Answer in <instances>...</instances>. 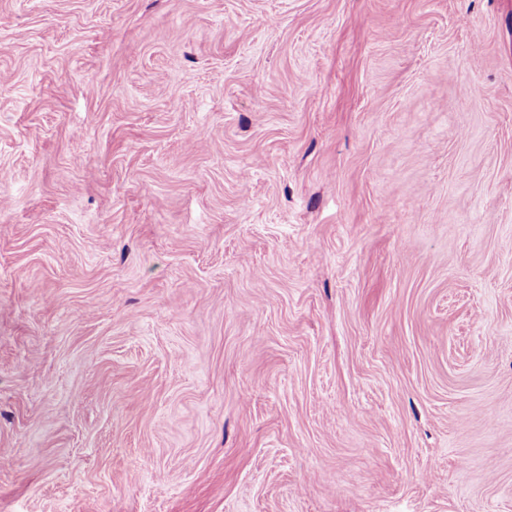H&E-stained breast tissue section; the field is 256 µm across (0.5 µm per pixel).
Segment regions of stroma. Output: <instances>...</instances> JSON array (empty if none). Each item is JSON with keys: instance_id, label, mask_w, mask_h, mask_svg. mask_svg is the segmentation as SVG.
I'll use <instances>...</instances> for the list:
<instances>
[{"instance_id": "stroma-1", "label": "stroma", "mask_w": 512, "mask_h": 512, "mask_svg": "<svg viewBox=\"0 0 512 512\" xmlns=\"http://www.w3.org/2000/svg\"><path fill=\"white\" fill-rule=\"evenodd\" d=\"M0 512H512V0H0Z\"/></svg>"}]
</instances>
